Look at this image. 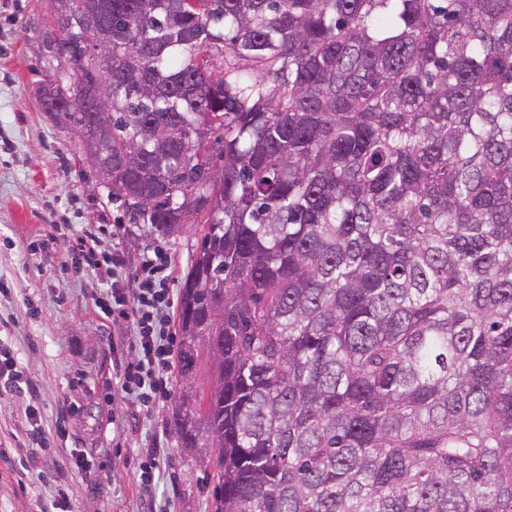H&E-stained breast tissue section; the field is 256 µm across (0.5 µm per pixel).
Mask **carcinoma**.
<instances>
[{
  "label": "carcinoma",
  "instance_id": "carcinoma-1",
  "mask_svg": "<svg viewBox=\"0 0 512 512\" xmlns=\"http://www.w3.org/2000/svg\"><path fill=\"white\" fill-rule=\"evenodd\" d=\"M40 98L182 280L215 512H512V0H106ZM223 47L222 59L210 54ZM103 2L87 0L84 5L85 37L94 57L106 61L112 52V30L100 26L96 17L100 14Z\"/></svg>",
  "mask_w": 512,
  "mask_h": 512
}]
</instances>
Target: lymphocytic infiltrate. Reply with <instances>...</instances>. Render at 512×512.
Segmentation results:
<instances>
[{
    "label": "lymphocytic infiltrate",
    "mask_w": 512,
    "mask_h": 512,
    "mask_svg": "<svg viewBox=\"0 0 512 512\" xmlns=\"http://www.w3.org/2000/svg\"><path fill=\"white\" fill-rule=\"evenodd\" d=\"M76 253L86 270L106 282L97 303L102 314L119 312L129 322L131 342L136 349L132 361L118 370L120 387L140 405L148 406L163 397L167 384L161 371L169 363L172 339L166 334L167 313L176 298L168 286L170 265L162 253L144 257L133 278L136 287L126 293L121 272L126 262L123 254H104L100 237L86 230L76 239Z\"/></svg>",
    "instance_id": "f902f5d3"
}]
</instances>
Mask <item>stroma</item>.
<instances>
[{
  "instance_id": "obj_1",
  "label": "stroma",
  "mask_w": 512,
  "mask_h": 512,
  "mask_svg": "<svg viewBox=\"0 0 512 512\" xmlns=\"http://www.w3.org/2000/svg\"><path fill=\"white\" fill-rule=\"evenodd\" d=\"M50 7L51 0H0V343L38 387L34 398L0 389V512H52L59 484L71 512H149L156 500L171 512H214L211 457L182 448L172 426L183 392L178 359L159 403L146 409L124 397L112 361L134 352L113 348L122 327L100 314L97 280L71 250L74 232L103 227L107 247L128 264L162 250L177 289L201 229L168 238L130 221L94 177L76 130L42 110L41 84L71 69L43 51L39 30ZM33 407L52 427L42 445L29 436ZM159 434L168 454L147 494L138 461ZM78 454L92 467L77 470Z\"/></svg>"
}]
</instances>
